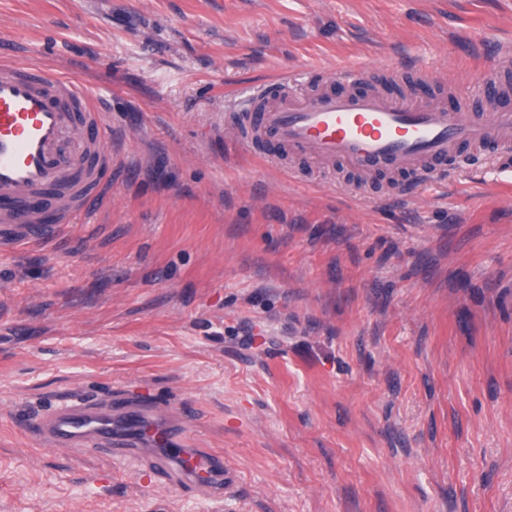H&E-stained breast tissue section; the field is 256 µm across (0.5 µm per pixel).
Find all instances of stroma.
Masks as SVG:
<instances>
[{
    "label": "stroma",
    "mask_w": 512,
    "mask_h": 512,
    "mask_svg": "<svg viewBox=\"0 0 512 512\" xmlns=\"http://www.w3.org/2000/svg\"><path fill=\"white\" fill-rule=\"evenodd\" d=\"M511 53L512 0H0V61L80 81L121 158L55 244L0 245V512H512L492 164L410 196L226 133L259 95L399 97L419 70L449 111L512 108V65L472 81ZM81 393L170 414L234 483L44 446L32 420Z\"/></svg>",
    "instance_id": "35a3bbf8"
}]
</instances>
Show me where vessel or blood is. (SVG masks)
<instances>
[{"label": "vessel or blood", "mask_w": 512, "mask_h": 512, "mask_svg": "<svg viewBox=\"0 0 512 512\" xmlns=\"http://www.w3.org/2000/svg\"><path fill=\"white\" fill-rule=\"evenodd\" d=\"M102 113L85 86L38 62L0 63V229L8 245L50 238L71 223L92 197L103 196L117 159L108 140L68 150L80 127L98 124ZM271 136L283 150L322 164L393 170L424 185L438 164H458L462 145L512 151V111L451 112L409 97L377 93L314 99L283 97L258 110L238 130L239 140ZM65 189L58 224L40 223L28 205L47 186ZM36 435L53 448H98L122 459L159 449L153 462L177 482L220 499L232 474L221 456L195 447L184 428L157 420L147 410L90 394L51 407L35 420Z\"/></svg>", "instance_id": "b4317fda"}]
</instances>
